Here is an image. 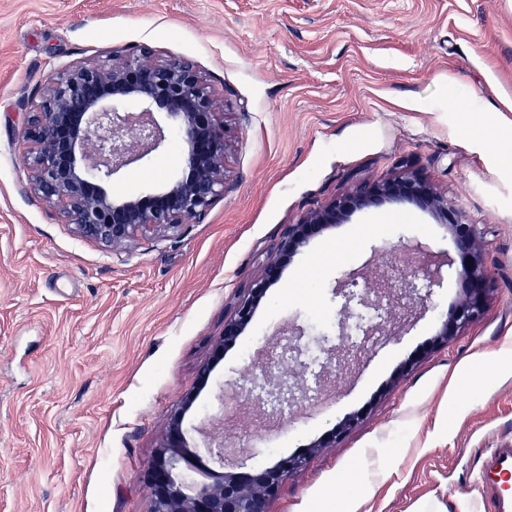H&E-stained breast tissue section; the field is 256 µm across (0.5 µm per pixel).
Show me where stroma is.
I'll return each instance as SVG.
<instances>
[{
  "mask_svg": "<svg viewBox=\"0 0 512 512\" xmlns=\"http://www.w3.org/2000/svg\"><path fill=\"white\" fill-rule=\"evenodd\" d=\"M142 45L193 61L234 136L204 222L116 255L30 192L19 136L51 72ZM511 108L512 0H0V512H149L143 469L181 398L196 394L201 416L221 399L266 416L258 398L216 388L246 382L248 351L295 324V418L257 435L218 425L249 464L305 458L269 512H336L350 497L359 512H482L483 462L512 447ZM408 166L477 226L495 278L485 313L441 342L434 313L410 307L310 399L318 335L346 342L336 281L358 270L364 289L413 266L410 240L433 260L453 250L417 207L372 208L303 246L213 361L241 282L284 226ZM179 168L172 147L115 187Z\"/></svg>",
  "mask_w": 512,
  "mask_h": 512,
  "instance_id": "stroma-1",
  "label": "stroma"
}]
</instances>
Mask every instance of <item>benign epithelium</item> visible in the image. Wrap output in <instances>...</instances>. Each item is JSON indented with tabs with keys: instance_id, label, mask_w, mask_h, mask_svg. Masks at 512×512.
<instances>
[{
	"instance_id": "benign-epithelium-1",
	"label": "benign epithelium",
	"mask_w": 512,
	"mask_h": 512,
	"mask_svg": "<svg viewBox=\"0 0 512 512\" xmlns=\"http://www.w3.org/2000/svg\"><path fill=\"white\" fill-rule=\"evenodd\" d=\"M22 140L30 158L35 193L77 234L113 251L137 236L177 233L185 224H200L214 201L224 196L225 162L230 128L224 106L207 79L190 60L162 59L149 46L113 52L102 59L57 72L44 85L40 101L26 113ZM176 142L181 155L178 173L140 194L114 190L118 175L131 164ZM387 205H414L431 212L448 228L455 256L447 265H427L424 287L441 288L448 272L463 285V295L449 312L436 314L438 336L448 339L486 310L495 281L481 245L477 225L463 219L448 197L423 175L404 172L368 181L354 192L335 196L288 224L270 249L259 276L246 280L214 357L234 346L250 325L268 289L277 284L300 248L324 231L348 222L352 215ZM360 274L351 272L336 285L345 297L341 307L345 333L350 303L366 305L373 296L399 300L392 279L377 275L375 287L354 290ZM261 388L281 402H290L288 376L266 367ZM195 395L184 396L169 417L159 449L148 463L143 482L150 512H268L269 499L282 483L299 471L301 457H284L271 466L220 473L211 483L193 478L201 466L191 454V432L203 436L209 460L224 466L237 454L208 436L207 427L185 423Z\"/></svg>"
}]
</instances>
